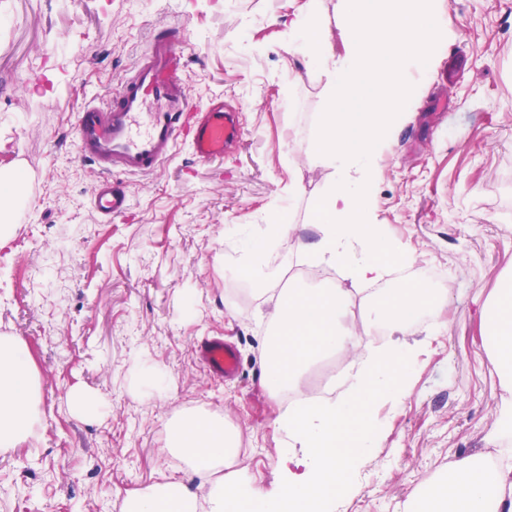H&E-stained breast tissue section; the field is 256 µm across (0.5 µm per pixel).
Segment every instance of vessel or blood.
<instances>
[{
	"instance_id": "obj_1",
	"label": "vessel or blood",
	"mask_w": 512,
	"mask_h": 512,
	"mask_svg": "<svg viewBox=\"0 0 512 512\" xmlns=\"http://www.w3.org/2000/svg\"><path fill=\"white\" fill-rule=\"evenodd\" d=\"M185 125L193 132V151L202 161L223 156L242 136L233 112L192 105L177 44L158 31L107 107L88 102L78 119L77 153L101 173L92 189L95 209L108 218L124 213L129 197L113 185V172H153ZM198 356L211 375L238 374V353L223 337L202 342Z\"/></svg>"
}]
</instances>
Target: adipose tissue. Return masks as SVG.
Segmentation results:
<instances>
[{
	"label": "adipose tissue",
	"instance_id": "1",
	"mask_svg": "<svg viewBox=\"0 0 512 512\" xmlns=\"http://www.w3.org/2000/svg\"><path fill=\"white\" fill-rule=\"evenodd\" d=\"M290 230L268 224L262 238L234 225L238 242L236 266L259 286L269 281L267 243ZM346 293L340 287H293L272 300L273 326L263 339L264 381L269 393L299 387L305 370L320 357L341 353L354 369L349 389L336 402H303L281 407L276 419L290 447L299 449L308 468L289 479L278 495L264 494L220 466L237 454L234 432L218 415L190 412L169 427L167 447L207 477L211 512H334L336 501L351 487L348 473L377 447L380 435L364 418L377 398L398 399L410 390L411 364L420 345L403 343L413 323L409 311L436 305L430 289L410 282L378 290L368 304L374 319L388 318L393 340L377 347L367 333L341 321ZM484 340L504 388H512V278L498 288L482 314ZM36 395L31 358L20 340H0V449L18 447L30 435L31 407ZM445 479L423 497L419 512H512V466L489 469L474 456L448 460ZM124 512H198V497L181 480L169 476L128 495Z\"/></svg>",
	"mask_w": 512,
	"mask_h": 512
}]
</instances>
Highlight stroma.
I'll list each match as a JSON object with an SVG mask.
<instances>
[{"instance_id": "stroma-1", "label": "stroma", "mask_w": 512, "mask_h": 512, "mask_svg": "<svg viewBox=\"0 0 512 512\" xmlns=\"http://www.w3.org/2000/svg\"><path fill=\"white\" fill-rule=\"evenodd\" d=\"M0 172L30 174V208L0 248V337L18 338L39 381L32 435L0 450V512H123L127 492L164 475L201 478L167 449L168 424L219 414L239 451L221 468L277 494L291 466L277 406L262 381L268 293L231 271V225L288 210L272 266L288 270L317 239L313 208L331 168L310 154L325 77L286 49L309 0H0ZM445 38L432 62L408 64L417 99L377 158V223L416 256L409 271L452 267L439 291L440 331L412 365L411 389L375 402L382 439L354 472L338 512H402L448 459L512 440V413L482 340L481 311L512 274V0H441ZM169 28L194 104L231 108L242 141L199 160L186 140L148 174L123 173L126 216L92 206L97 167L81 159L75 123L106 106L151 32ZM296 100L299 111L287 103ZM227 337L234 379L209 374L202 340ZM165 389L147 395L139 362ZM97 404L80 416L67 396Z\"/></svg>"}]
</instances>
